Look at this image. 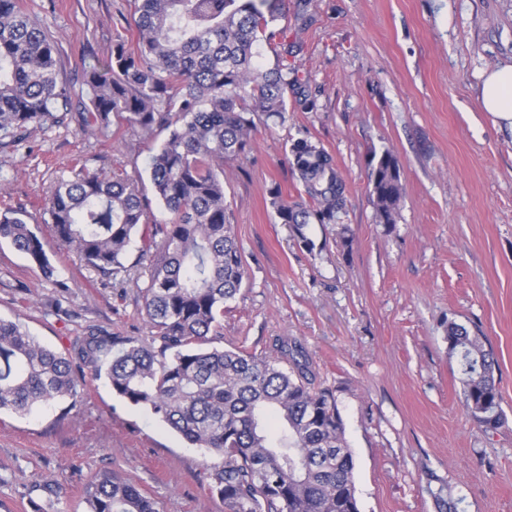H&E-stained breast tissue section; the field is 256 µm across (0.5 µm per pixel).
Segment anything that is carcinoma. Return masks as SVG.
Returning a JSON list of instances; mask_svg holds the SVG:
<instances>
[{
    "mask_svg": "<svg viewBox=\"0 0 512 512\" xmlns=\"http://www.w3.org/2000/svg\"><path fill=\"white\" fill-rule=\"evenodd\" d=\"M283 0H131L126 25L136 47L118 40L100 60L80 57L89 95L63 76L58 38L22 0H0V137L23 141L46 124L112 139V127L141 137L166 129L149 156L151 188L116 172L79 170L58 181L46 209L56 245L116 280L139 244L150 258L141 288L151 335L88 332L75 359L45 347L0 318V411L24 417L73 396L88 368L112 392L166 422L188 443L221 459L201 478L227 512H359L354 460L333 390L315 383L302 345L283 340L274 356L209 347L221 336L224 305L247 266L229 223L224 164L252 150L257 120L283 118L295 70L260 62L275 37ZM299 200L278 186L270 204L297 231L334 224L346 183L332 155L300 139L290 148ZM372 192L382 224L402 198L397 158L384 152ZM158 204L167 218L150 220ZM22 208L0 210V241L26 255L45 278L54 267L38 228ZM467 413L487 430L503 418L496 361L483 337L448 324ZM88 512H159L127 476L104 474L87 492Z\"/></svg>",
    "mask_w": 512,
    "mask_h": 512,
    "instance_id": "1",
    "label": "carcinoma"
}]
</instances>
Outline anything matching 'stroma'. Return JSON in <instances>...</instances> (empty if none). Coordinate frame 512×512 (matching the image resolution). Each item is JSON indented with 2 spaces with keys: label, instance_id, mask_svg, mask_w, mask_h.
<instances>
[{
  "label": "stroma",
  "instance_id": "stroma-1",
  "mask_svg": "<svg viewBox=\"0 0 512 512\" xmlns=\"http://www.w3.org/2000/svg\"><path fill=\"white\" fill-rule=\"evenodd\" d=\"M60 38L68 79L81 53L106 58L129 0H24ZM265 66L288 64L304 92L259 125L246 158L225 164L224 196L248 268L224 307L217 347L268 356L299 342L331 388L353 452L360 512H512V129L478 104L481 76L512 64V0H285ZM150 139L110 141L47 125L0 139V210L31 212L56 268L45 279L0 243V318L66 354L88 330L150 332L135 279L112 284L56 246L45 222L54 182L76 165L147 178ZM330 153L348 186L339 223L304 235L279 223L269 191L296 197L289 147ZM399 162L393 223L371 191L379 156ZM493 347L503 420L484 430L463 407L448 324ZM204 452L117 397L104 378L20 418L0 412V512H86L106 472L133 477L159 512H226L200 477Z\"/></svg>",
  "mask_w": 512,
  "mask_h": 512
}]
</instances>
